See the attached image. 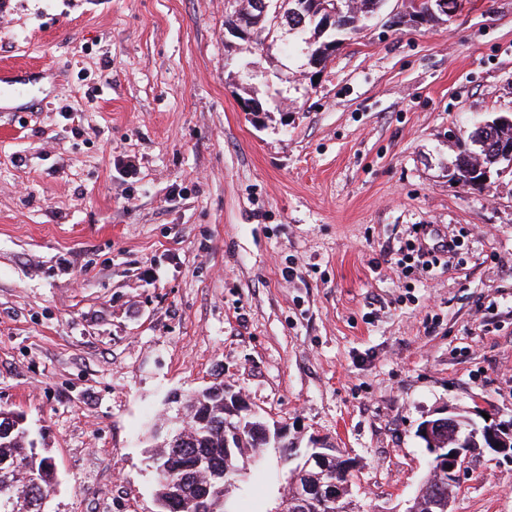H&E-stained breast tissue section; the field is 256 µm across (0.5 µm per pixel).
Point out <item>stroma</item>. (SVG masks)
<instances>
[{
  "label": "stroma",
  "instance_id": "1",
  "mask_svg": "<svg viewBox=\"0 0 512 512\" xmlns=\"http://www.w3.org/2000/svg\"><path fill=\"white\" fill-rule=\"evenodd\" d=\"M224 0H0V407L49 449L48 512H158L152 426L221 382L299 448L355 465L360 512H405L420 424L512 425V170L457 184L512 115V0L377 19L313 74L230 47ZM258 98V113L241 111ZM461 262L402 274L412 225ZM269 451L237 512H269ZM453 512H512V458L471 449Z\"/></svg>",
  "mask_w": 512,
  "mask_h": 512
}]
</instances>
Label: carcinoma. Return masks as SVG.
<instances>
[{"mask_svg": "<svg viewBox=\"0 0 512 512\" xmlns=\"http://www.w3.org/2000/svg\"><path fill=\"white\" fill-rule=\"evenodd\" d=\"M228 10L226 22L242 12L254 10V0H225ZM308 8L298 16L288 13V31L296 36L295 44L306 45L307 56L319 52H333L343 39L341 36L356 30L360 24L378 16L386 0H337L340 14L328 23L322 12L321 0H306ZM438 0H410L413 17L421 23L437 24L449 17L450 10L440 9ZM313 29L315 41L304 38ZM472 142L477 150L458 153L455 169L458 181L473 184L476 173L485 169L494 171L500 166L498 156L512 147V122L492 121L473 132ZM194 409L191 427L183 446L157 448L152 455L156 471V498L159 512H211L213 487L226 475L236 477L241 471L244 456L232 457L224 451V387L213 384L185 399ZM15 412L0 408V463L10 466L0 470V505L10 503L8 512H43L42 502L54 493L57 484L52 458L46 449L20 431H11L3 424ZM264 423L257 416L235 421V428L244 436L247 448H272L274 441L267 440L256 426Z\"/></svg>", "mask_w": 512, "mask_h": 512, "instance_id": "obj_1", "label": "carcinoma"}]
</instances>
